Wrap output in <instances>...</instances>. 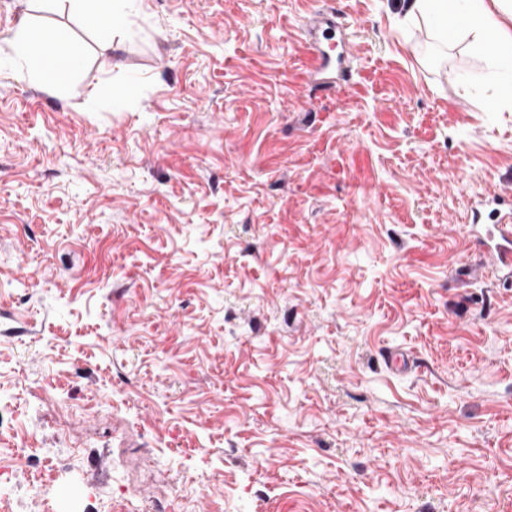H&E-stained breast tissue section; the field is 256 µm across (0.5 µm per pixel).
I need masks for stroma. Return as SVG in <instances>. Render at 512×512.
Masks as SVG:
<instances>
[{"label": "stroma", "instance_id": "stroma-1", "mask_svg": "<svg viewBox=\"0 0 512 512\" xmlns=\"http://www.w3.org/2000/svg\"><path fill=\"white\" fill-rule=\"evenodd\" d=\"M406 7L129 0L114 39L0 0V512H512V278L467 231L512 197V67ZM38 10L61 91L11 46Z\"/></svg>", "mask_w": 512, "mask_h": 512}]
</instances>
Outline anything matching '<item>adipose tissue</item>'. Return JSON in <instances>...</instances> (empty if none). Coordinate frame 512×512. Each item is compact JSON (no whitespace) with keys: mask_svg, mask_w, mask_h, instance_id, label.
Wrapping results in <instances>:
<instances>
[{"mask_svg":"<svg viewBox=\"0 0 512 512\" xmlns=\"http://www.w3.org/2000/svg\"><path fill=\"white\" fill-rule=\"evenodd\" d=\"M71 8L93 26L110 34H122L129 25L124 0H69ZM406 20H427L446 36L464 35L486 57L512 65V0H410ZM17 54L31 63L32 76L60 90L73 77L72 71L55 72L50 60L67 52L72 63L81 56L59 31L43 34L40 26L21 23L14 34Z\"/></svg>","mask_w":512,"mask_h":512,"instance_id":"ef3b65f1","label":"adipose tissue"}]
</instances>
